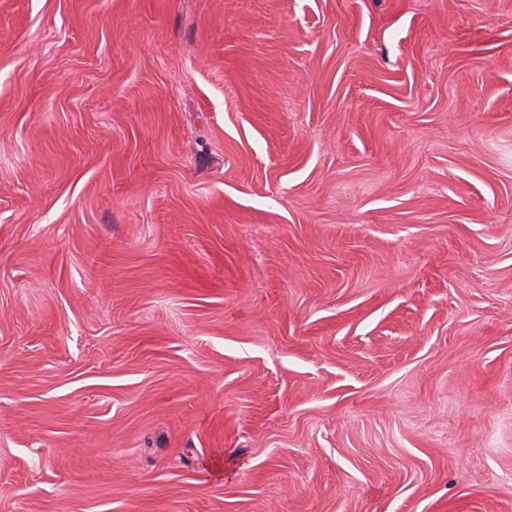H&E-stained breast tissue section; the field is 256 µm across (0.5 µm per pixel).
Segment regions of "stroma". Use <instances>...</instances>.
<instances>
[{
	"instance_id": "obj_1",
	"label": "stroma",
	"mask_w": 512,
	"mask_h": 512,
	"mask_svg": "<svg viewBox=\"0 0 512 512\" xmlns=\"http://www.w3.org/2000/svg\"><path fill=\"white\" fill-rule=\"evenodd\" d=\"M0 512H512V0H0Z\"/></svg>"
}]
</instances>
